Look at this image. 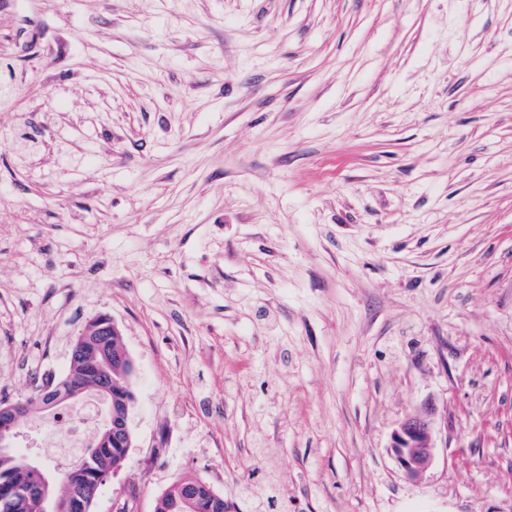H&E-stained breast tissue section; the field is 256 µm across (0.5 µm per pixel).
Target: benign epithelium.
<instances>
[{"label":"benign epithelium","mask_w":512,"mask_h":512,"mask_svg":"<svg viewBox=\"0 0 512 512\" xmlns=\"http://www.w3.org/2000/svg\"><path fill=\"white\" fill-rule=\"evenodd\" d=\"M93 331L97 336H110L119 332L118 325L111 316L101 314L94 320ZM135 365L129 356L112 363L99 379L97 399L104 405L105 414L100 429L124 438L126 445H131L130 407H125L120 417L112 415V373L119 372L129 375L134 372ZM81 393L56 399L49 404L34 403V408L47 416L62 408L70 401H76ZM32 408V409H34ZM32 409L29 402L19 401L0 411V450L12 447L16 435V426L22 419L27 418ZM434 414L432 404L426 403L420 410L405 418L393 431L390 451L400 468L411 477H418L432 464L435 456L434 444ZM37 475L36 485L31 492L33 512H67L70 505L50 493V483L53 474L42 471L34 464H29ZM120 468L112 464V459H105L98 465L96 475L89 479L84 492L88 501H93L99 488Z\"/></svg>","instance_id":"1"}]
</instances>
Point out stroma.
Listing matches in <instances>:
<instances>
[{
	"instance_id": "stroma-1",
	"label": "stroma",
	"mask_w": 512,
	"mask_h": 512,
	"mask_svg": "<svg viewBox=\"0 0 512 512\" xmlns=\"http://www.w3.org/2000/svg\"><path fill=\"white\" fill-rule=\"evenodd\" d=\"M0 62V399L100 313L136 362L91 512L186 475L232 512H512V0H0ZM434 414L433 405L426 403L392 433L390 451L400 468L411 477L420 476L434 460Z\"/></svg>"
}]
</instances>
